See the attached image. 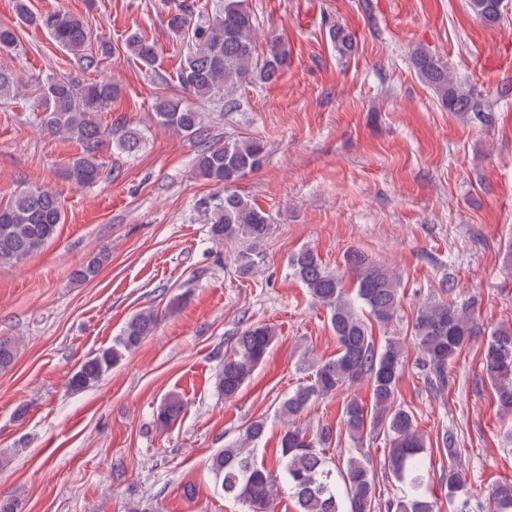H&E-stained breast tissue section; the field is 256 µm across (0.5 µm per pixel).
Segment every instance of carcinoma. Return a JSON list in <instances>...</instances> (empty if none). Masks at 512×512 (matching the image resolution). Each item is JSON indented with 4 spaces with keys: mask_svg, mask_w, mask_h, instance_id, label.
<instances>
[{
    "mask_svg": "<svg viewBox=\"0 0 512 512\" xmlns=\"http://www.w3.org/2000/svg\"><path fill=\"white\" fill-rule=\"evenodd\" d=\"M17 13L31 26L45 31L62 49L70 52L85 71H96L102 61L118 52L145 66L157 57L154 41L141 34L128 36L121 48L102 40L97 52L87 49L88 32L74 13L55 8L30 12L27 0H16ZM471 12L486 25L500 20L501 0H469ZM258 20L248 0H224L208 12V5L195 8L180 4L168 9L165 26L185 48L176 68L178 93L163 96L153 106L152 120L167 131L188 138H200L205 115L187 102L209 100L219 93L228 96L237 89L276 79L288 63V48L271 40L258 55ZM337 52L346 56L354 49L349 33L332 31ZM14 29L0 26V53L17 50ZM413 63L421 80L437 95L443 107L463 118H488L485 105L461 80L429 52L417 49ZM22 83L15 72L0 66V103L21 95ZM36 120L49 134L78 143V152L68 162L66 178L79 185L96 183L104 173V148L110 144L130 154L143 136L125 122L102 123V113L112 107L120 85L112 78L81 80L52 76L39 83ZM265 148L257 138L232 139L211 145L197 155L195 173L216 186V192L201 205L209 215V236L219 245L231 246L243 239L249 246L236 252V272L245 277L259 266L262 244L271 218L261 207L239 195L235 185L258 170ZM64 211L58 195L42 187H31L0 201V267L13 266L34 255L54 239ZM112 257L108 248L99 250L75 269L76 282L98 276ZM292 274L311 298L330 312V326L336 336V357L311 364L313 379L280 400L277 407L283 427L278 436L272 466L256 461V444L265 436L263 419L248 423L242 434L225 446L211 461V470L224 495L247 507V512H273L284 483L294 498L297 512H436L427 493L425 455L427 442L419 431L414 413L395 404L397 386L405 371V345L392 336L382 345L373 339L364 314L387 325L397 315L400 288L396 274L359 251L345 255V271L328 269L318 253L303 249L289 260ZM162 315L155 309L141 310L126 321L112 346L88 358L72 375L69 387L84 390L102 379L124 353L138 348L155 332ZM278 335L267 323H245L229 341L224 361L216 376L217 391L224 400L233 399L262 363ZM476 327L470 305L442 299L420 306L411 323V338L419 351L418 369L430 389L440 392L448 385V368L455 357L469 347ZM482 370L494 389L500 411L512 416V328L498 326L490 333L481 352ZM368 381L371 404L356 399L345 402L343 428L354 448L338 461L324 455L332 444L328 428L310 435L296 426L318 398L334 396L343 387ZM186 405L177 394L167 395L157 412V422L168 427L184 413ZM383 431L387 441L384 469L397 483L398 493L387 499L377 494L372 464L362 455L364 436ZM442 445L451 465L444 474L450 512H476L461 466L452 465L459 449L454 433L442 435ZM489 512H512V481L495 484L488 497Z\"/></svg>",
    "mask_w": 512,
    "mask_h": 512,
    "instance_id": "carcinoma-1",
    "label": "carcinoma"
}]
</instances>
